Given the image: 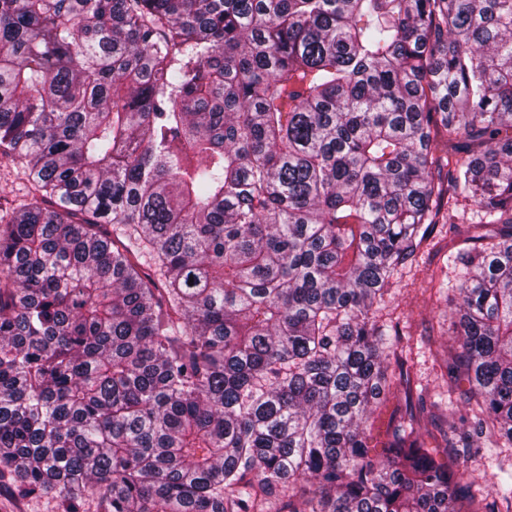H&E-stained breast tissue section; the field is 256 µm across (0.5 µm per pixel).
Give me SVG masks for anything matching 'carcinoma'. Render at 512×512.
Here are the masks:
<instances>
[{
	"label": "carcinoma",
	"instance_id": "obj_1",
	"mask_svg": "<svg viewBox=\"0 0 512 512\" xmlns=\"http://www.w3.org/2000/svg\"><path fill=\"white\" fill-rule=\"evenodd\" d=\"M0 479L61 512H512V0H0ZM457 438L382 445L436 225ZM0 188L11 191L10 197L18 203L31 198V187L24 174L12 163L0 158ZM407 403L405 387H400L398 391L389 395L386 400L374 407L369 420L374 441H387L392 425L406 414ZM504 450L505 452L499 456H476L466 462L472 478L484 490H486L485 486L488 479L493 473L498 472L499 466L506 468L512 464V451L510 449L507 451V448H504Z\"/></svg>",
	"mask_w": 512,
	"mask_h": 512
}]
</instances>
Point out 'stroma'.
Segmentation results:
<instances>
[{
    "instance_id": "stroma-1",
    "label": "stroma",
    "mask_w": 512,
    "mask_h": 512,
    "mask_svg": "<svg viewBox=\"0 0 512 512\" xmlns=\"http://www.w3.org/2000/svg\"><path fill=\"white\" fill-rule=\"evenodd\" d=\"M450 246L447 226L438 225L417 263L399 272L394 287L377 307L379 322L400 328L404 370L416 393L448 391V305L427 284L456 277V270L448 264Z\"/></svg>"
}]
</instances>
